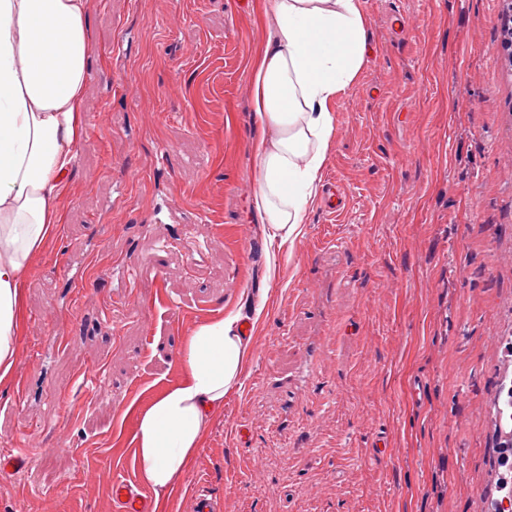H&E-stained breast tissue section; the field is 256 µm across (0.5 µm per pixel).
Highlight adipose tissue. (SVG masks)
Segmentation results:
<instances>
[{"label": "adipose tissue", "mask_w": 512, "mask_h": 512, "mask_svg": "<svg viewBox=\"0 0 512 512\" xmlns=\"http://www.w3.org/2000/svg\"><path fill=\"white\" fill-rule=\"evenodd\" d=\"M267 37L250 73L261 128L253 207L268 241L294 242L335 130L331 102L366 64L364 0H268ZM88 0H0V383L16 369L19 284L60 222L58 200L85 137ZM241 312L196 325L182 380L139 413L140 479L169 488L194 459L224 398L254 356Z\"/></svg>", "instance_id": "obj_1"}]
</instances>
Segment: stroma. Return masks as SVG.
I'll use <instances>...</instances> for the list:
<instances>
[{
	"label": "stroma",
	"mask_w": 512,
	"mask_h": 512,
	"mask_svg": "<svg viewBox=\"0 0 512 512\" xmlns=\"http://www.w3.org/2000/svg\"><path fill=\"white\" fill-rule=\"evenodd\" d=\"M264 2L90 0L86 135L0 387V447L33 454L0 475V512H115L137 411L179 380L187 332L262 292L254 361L154 512H190L200 483L223 512H480L493 494L490 339L512 331L501 0H366L368 61L330 105L321 172L346 207L314 203L283 245L251 205Z\"/></svg>",
	"instance_id": "stroma-1"
}]
</instances>
